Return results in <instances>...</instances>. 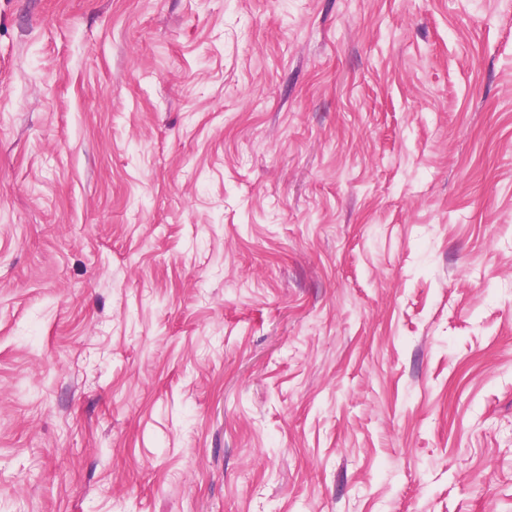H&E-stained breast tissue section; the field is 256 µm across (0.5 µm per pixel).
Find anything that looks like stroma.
<instances>
[{
  "label": "stroma",
  "instance_id": "35a3bbf8",
  "mask_svg": "<svg viewBox=\"0 0 512 512\" xmlns=\"http://www.w3.org/2000/svg\"><path fill=\"white\" fill-rule=\"evenodd\" d=\"M0 512H512V0H0Z\"/></svg>",
  "mask_w": 512,
  "mask_h": 512
}]
</instances>
